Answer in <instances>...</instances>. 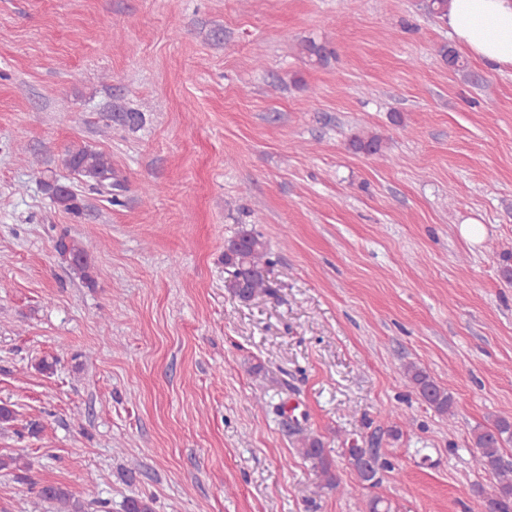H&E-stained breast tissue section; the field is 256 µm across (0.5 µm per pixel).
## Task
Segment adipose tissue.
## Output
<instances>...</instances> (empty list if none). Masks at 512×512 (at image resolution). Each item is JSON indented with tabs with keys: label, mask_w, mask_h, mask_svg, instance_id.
Returning <instances> with one entry per match:
<instances>
[{
	"label": "adipose tissue",
	"mask_w": 512,
	"mask_h": 512,
	"mask_svg": "<svg viewBox=\"0 0 512 512\" xmlns=\"http://www.w3.org/2000/svg\"><path fill=\"white\" fill-rule=\"evenodd\" d=\"M456 42L485 64L512 67V0H449Z\"/></svg>",
	"instance_id": "ef3b65f1"
}]
</instances>
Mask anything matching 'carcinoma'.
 <instances>
[{
	"instance_id": "carcinoma-1",
	"label": "carcinoma",
	"mask_w": 512,
	"mask_h": 512,
	"mask_svg": "<svg viewBox=\"0 0 512 512\" xmlns=\"http://www.w3.org/2000/svg\"><path fill=\"white\" fill-rule=\"evenodd\" d=\"M438 55L450 69L469 73L467 63L453 48L442 46L438 49ZM348 145L355 153L383 157L382 138L377 133L359 132L350 137ZM65 165L79 183L99 194L109 196V201L114 205L122 204L120 197L125 183L112 168V162L106 155L87 146H73L66 152ZM44 185L57 206L75 217L82 214L83 195L53 178L44 181ZM54 247L79 273L87 286L95 284L87 249L69 238L66 232L56 238ZM270 264L266 241L252 231L241 232L224 249V265L230 268L232 282L236 286L235 294L243 301H250L267 291L266 272ZM403 376L415 395L428 408L447 418L448 426L455 424V399L447 388L415 363L404 366ZM293 435L296 436L299 452L319 468L326 486L340 489V481L326 458L322 440L306 433L299 426L293 430ZM507 437L512 438V412L509 411L497 415L492 425L473 431V467L492 475L495 489L489 496L481 489L476 490L473 505L468 507V512H512V463L507 462L503 456V443ZM367 452L368 449L355 443L350 444L344 451L347 464L355 471L359 485L365 489L378 486L384 473L396 469L395 463L378 454L373 461L366 460ZM37 494L41 500L54 504L57 512H82L76 493L66 486L47 483L40 486ZM153 503L152 496L131 497L126 501L125 512H155Z\"/></svg>"
}]
</instances>
